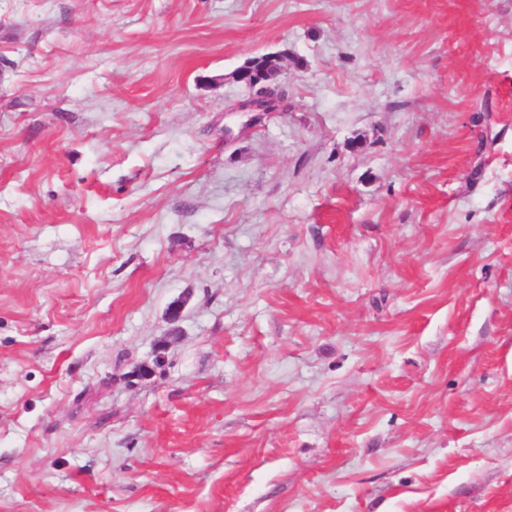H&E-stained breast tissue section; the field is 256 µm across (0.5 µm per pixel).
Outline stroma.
<instances>
[{
    "instance_id": "obj_1",
    "label": "stroma",
    "mask_w": 512,
    "mask_h": 512,
    "mask_svg": "<svg viewBox=\"0 0 512 512\" xmlns=\"http://www.w3.org/2000/svg\"><path fill=\"white\" fill-rule=\"evenodd\" d=\"M0 512H512V0H0ZM238 81L245 83L253 91V95L239 107L242 112L265 114L274 112L279 106V94L265 79L263 70L241 69L237 72Z\"/></svg>"
}]
</instances>
